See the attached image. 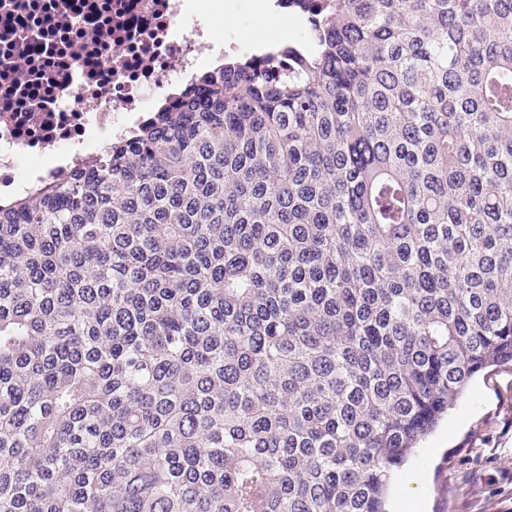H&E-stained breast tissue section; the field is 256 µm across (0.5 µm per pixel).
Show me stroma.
<instances>
[{
    "mask_svg": "<svg viewBox=\"0 0 512 512\" xmlns=\"http://www.w3.org/2000/svg\"><path fill=\"white\" fill-rule=\"evenodd\" d=\"M389 512H512V363L468 392L393 476Z\"/></svg>",
    "mask_w": 512,
    "mask_h": 512,
    "instance_id": "35a3bbf8",
    "label": "stroma"
}]
</instances>
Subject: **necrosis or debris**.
Instances as JSON below:
<instances>
[{
	"label": "necrosis or debris",
	"mask_w": 512,
	"mask_h": 512,
	"mask_svg": "<svg viewBox=\"0 0 512 512\" xmlns=\"http://www.w3.org/2000/svg\"><path fill=\"white\" fill-rule=\"evenodd\" d=\"M237 0H0V199L88 166L176 90L252 44L209 27Z\"/></svg>",
	"instance_id": "obj_1"
}]
</instances>
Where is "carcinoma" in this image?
<instances>
[{"mask_svg": "<svg viewBox=\"0 0 512 512\" xmlns=\"http://www.w3.org/2000/svg\"><path fill=\"white\" fill-rule=\"evenodd\" d=\"M0 203V512H385L512 363V0H321Z\"/></svg>", "mask_w": 512, "mask_h": 512, "instance_id": "cac0c4a2", "label": "carcinoma"}]
</instances>
